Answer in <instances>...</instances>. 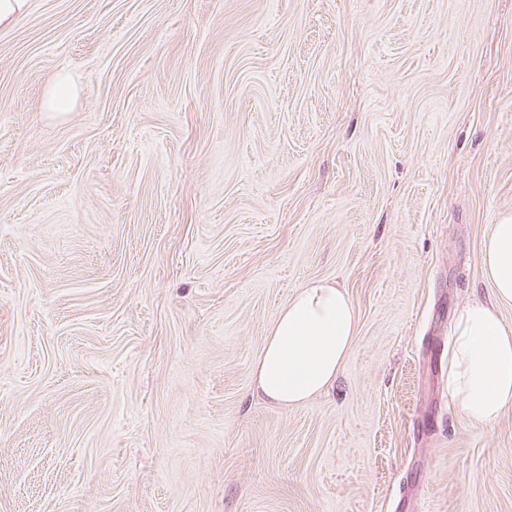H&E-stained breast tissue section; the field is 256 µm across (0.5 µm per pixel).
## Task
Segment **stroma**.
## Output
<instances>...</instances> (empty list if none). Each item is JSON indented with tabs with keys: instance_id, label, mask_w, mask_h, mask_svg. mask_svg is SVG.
<instances>
[{
	"instance_id": "1",
	"label": "stroma",
	"mask_w": 512,
	"mask_h": 512,
	"mask_svg": "<svg viewBox=\"0 0 512 512\" xmlns=\"http://www.w3.org/2000/svg\"><path fill=\"white\" fill-rule=\"evenodd\" d=\"M71 111H45L59 73ZM512 213V0H30L0 30V512H512L445 370ZM356 336L252 393L279 310ZM356 328L344 288L325 280L305 283L268 331L253 369L255 394L293 408L326 391L342 371Z\"/></svg>"
}]
</instances>
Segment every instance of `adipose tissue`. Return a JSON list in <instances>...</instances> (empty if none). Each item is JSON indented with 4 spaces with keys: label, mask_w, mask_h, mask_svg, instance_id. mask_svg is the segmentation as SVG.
<instances>
[{
    "label": "adipose tissue",
    "mask_w": 512,
    "mask_h": 512,
    "mask_svg": "<svg viewBox=\"0 0 512 512\" xmlns=\"http://www.w3.org/2000/svg\"><path fill=\"white\" fill-rule=\"evenodd\" d=\"M492 299L459 308L448 353V386L471 424L494 421L512 403V331L499 307L512 304V214L493 225L482 244ZM344 288L305 283L279 311L253 369L254 391L282 408L306 403L341 373L356 334Z\"/></svg>",
    "instance_id": "obj_1"
}]
</instances>
